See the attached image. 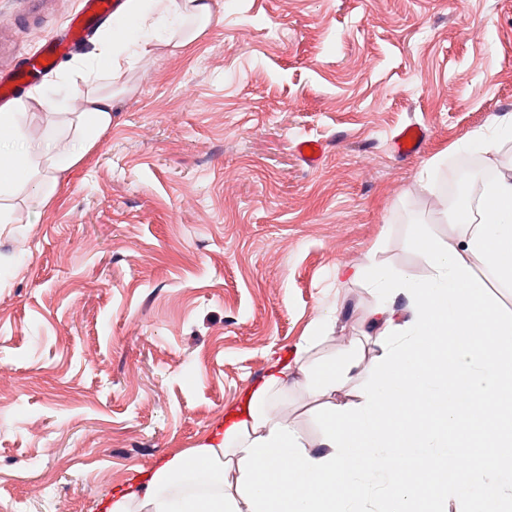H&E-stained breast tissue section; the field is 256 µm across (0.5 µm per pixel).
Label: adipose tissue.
Returning <instances> with one entry per match:
<instances>
[{
    "label": "adipose tissue",
    "mask_w": 512,
    "mask_h": 512,
    "mask_svg": "<svg viewBox=\"0 0 512 512\" xmlns=\"http://www.w3.org/2000/svg\"><path fill=\"white\" fill-rule=\"evenodd\" d=\"M187 17L209 24L208 0H127L124 14L105 28L88 56L34 88L27 100L0 110V228L14 223L13 201L21 191L57 183L111 127L112 95L93 89L100 75L118 74L158 48L187 46ZM33 104L44 111L47 139L25 132ZM419 245L432 269L427 279L389 273L373 258L352 273L371 282L381 298L374 317L386 346L377 365H363L350 352L323 365L310 363L307 355L322 334L314 329L293 359L279 360L248 393L245 419L216 426L190 453L166 459L148 481L116 496L112 512H349V505L373 491L388 512H413L425 485L401 478L398 459L430 463L447 457L452 446L448 436L421 428L429 415L438 414L451 428L471 413L469 445L511 448L512 316H502L474 266L482 264L512 288V181L486 186L474 228L450 243L425 236ZM442 355L456 362L465 406L437 404L436 360ZM361 374L371 379L361 401L332 408L318 447L293 422L273 420L264 411L271 396L288 387L333 393ZM178 479L201 489L166 494ZM477 488L511 504L512 464L471 466L465 479L448 480L445 495L459 512H473Z\"/></svg>",
    "instance_id": "1"
}]
</instances>
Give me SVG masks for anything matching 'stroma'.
Instances as JSON below:
<instances>
[{
    "instance_id": "1",
    "label": "stroma",
    "mask_w": 512,
    "mask_h": 512,
    "mask_svg": "<svg viewBox=\"0 0 512 512\" xmlns=\"http://www.w3.org/2000/svg\"><path fill=\"white\" fill-rule=\"evenodd\" d=\"M210 5L191 44L116 80L111 128L0 233V512H107L325 318L311 357L375 364L378 294L346 270L372 254L427 278L417 239L478 220L441 208L449 160L484 137V168L512 161V0ZM412 123L426 141L397 156ZM367 381L270 414L317 444Z\"/></svg>"
}]
</instances>
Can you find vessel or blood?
Segmentation results:
<instances>
[{"mask_svg": "<svg viewBox=\"0 0 512 512\" xmlns=\"http://www.w3.org/2000/svg\"><path fill=\"white\" fill-rule=\"evenodd\" d=\"M125 0H81L80 10L68 25L51 36L38 50L24 52L19 48V28L53 7V0H21L11 13L9 24L0 25V107L19 97L38 74L46 73L64 57L73 54L95 26L111 21L123 12ZM425 132L417 125L404 127L393 139L394 151L400 156L418 153Z\"/></svg>", "mask_w": 512, "mask_h": 512, "instance_id": "vessel-or-blood-1", "label": "vessel or blood"}]
</instances>
